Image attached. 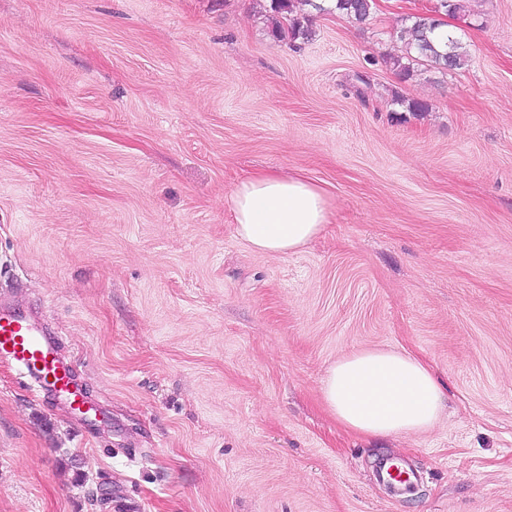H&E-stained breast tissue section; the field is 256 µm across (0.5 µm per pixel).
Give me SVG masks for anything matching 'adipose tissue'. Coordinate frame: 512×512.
<instances>
[{"label":"adipose tissue","mask_w":512,"mask_h":512,"mask_svg":"<svg viewBox=\"0 0 512 512\" xmlns=\"http://www.w3.org/2000/svg\"><path fill=\"white\" fill-rule=\"evenodd\" d=\"M238 237L251 249L286 255L322 230L329 202L303 174L264 172L243 179L229 197ZM330 413L364 437L422 434L437 422L440 380L418 358L366 349L340 358L322 382Z\"/></svg>","instance_id":"obj_1"}]
</instances>
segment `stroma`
<instances>
[{
  "label": "stroma",
  "mask_w": 512,
  "mask_h": 512,
  "mask_svg": "<svg viewBox=\"0 0 512 512\" xmlns=\"http://www.w3.org/2000/svg\"><path fill=\"white\" fill-rule=\"evenodd\" d=\"M437 3L294 40L270 0H0V305L97 409L0 361V512H512V0L447 17L465 67L402 77ZM259 171L330 201L294 253L236 235ZM364 349L441 380L430 431L337 423L323 378ZM404 470L391 459H385L381 463V478L389 484L397 495H404L413 488V480L408 473L403 476Z\"/></svg>",
  "instance_id": "35a3bbf8"
}]
</instances>
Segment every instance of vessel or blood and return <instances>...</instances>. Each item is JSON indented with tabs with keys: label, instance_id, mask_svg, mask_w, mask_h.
<instances>
[{
	"label": "vessel or blood",
	"instance_id": "1",
	"mask_svg": "<svg viewBox=\"0 0 512 512\" xmlns=\"http://www.w3.org/2000/svg\"><path fill=\"white\" fill-rule=\"evenodd\" d=\"M1 359L17 366L25 383L35 386L43 395L66 398L74 411L81 407L80 396L71 389V373L57 356L56 343L22 311L0 310ZM381 478L399 495L413 488L411 477L389 459L381 464Z\"/></svg>",
	"mask_w": 512,
	"mask_h": 512
}]
</instances>
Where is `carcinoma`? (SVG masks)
<instances>
[{
  "label": "carcinoma",
  "instance_id": "cac0c4a2",
  "mask_svg": "<svg viewBox=\"0 0 512 512\" xmlns=\"http://www.w3.org/2000/svg\"><path fill=\"white\" fill-rule=\"evenodd\" d=\"M275 12L286 14L288 19V35L293 39H305L310 35L309 18L294 15V0H271ZM312 7L321 12L336 10L345 14L352 21L362 24L371 14L372 6L367 0H335L334 7L324 3L306 0ZM435 21L423 15L408 18L398 31V39L403 43V53L391 57V64L401 75L408 77L413 71L414 63L421 60L439 72L457 70L468 62V54L464 51L461 41L454 35H448L445 42L435 39Z\"/></svg>",
  "mask_w": 512,
  "mask_h": 512
}]
</instances>
